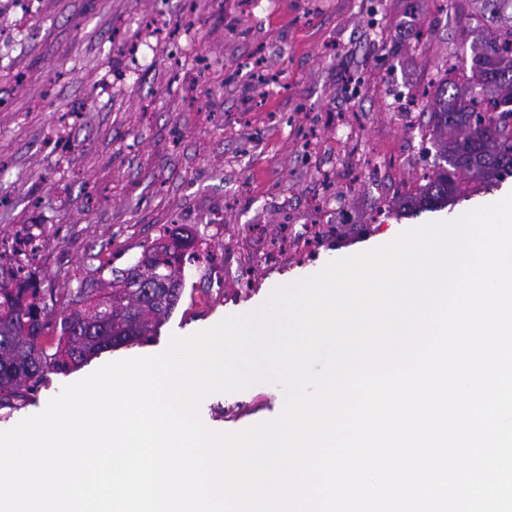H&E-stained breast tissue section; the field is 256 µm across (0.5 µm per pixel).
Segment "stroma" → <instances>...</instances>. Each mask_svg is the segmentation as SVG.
<instances>
[{
	"mask_svg": "<svg viewBox=\"0 0 512 512\" xmlns=\"http://www.w3.org/2000/svg\"><path fill=\"white\" fill-rule=\"evenodd\" d=\"M478 35L439 0H0V243L38 236L0 264L36 269L58 319L92 271L112 280L167 227L198 256L150 342L47 374L0 428L104 363L511 193L512 177L450 209H386L436 160L429 111L402 101L462 79ZM283 405L259 383L200 417L236 432Z\"/></svg>",
	"mask_w": 512,
	"mask_h": 512,
	"instance_id": "1",
	"label": "stroma"
}]
</instances>
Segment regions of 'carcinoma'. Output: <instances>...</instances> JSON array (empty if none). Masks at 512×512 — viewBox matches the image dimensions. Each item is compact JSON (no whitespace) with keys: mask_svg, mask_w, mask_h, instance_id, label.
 I'll use <instances>...</instances> for the list:
<instances>
[{"mask_svg":"<svg viewBox=\"0 0 512 512\" xmlns=\"http://www.w3.org/2000/svg\"><path fill=\"white\" fill-rule=\"evenodd\" d=\"M457 14L485 29L475 46L467 88L437 85L428 103L433 133L442 137L447 166H437L397 209L418 214L464 196V181L489 188L512 176V0H451ZM192 237L182 228L145 249L101 292L82 281L71 303L80 306L56 324L31 276L0 271V406L23 401L47 371L75 368L100 351L147 341L182 293V265ZM59 330L56 336L50 329Z\"/></svg>","mask_w":512,"mask_h":512,"instance_id":"cac0c4a2","label":"carcinoma"}]
</instances>
